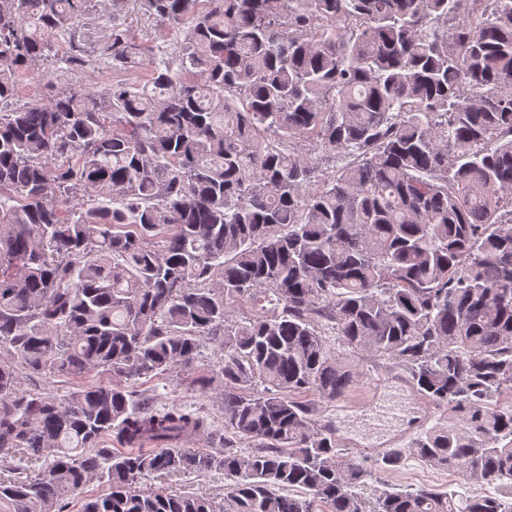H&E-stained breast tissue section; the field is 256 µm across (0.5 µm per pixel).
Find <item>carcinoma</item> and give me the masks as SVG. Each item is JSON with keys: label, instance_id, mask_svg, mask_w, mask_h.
<instances>
[{"label": "carcinoma", "instance_id": "obj_1", "mask_svg": "<svg viewBox=\"0 0 512 512\" xmlns=\"http://www.w3.org/2000/svg\"><path fill=\"white\" fill-rule=\"evenodd\" d=\"M129 2L189 21L179 66L96 91L72 74L143 65L127 27L92 44L94 0H0V512H512V0ZM324 321L443 410L413 456L501 496L365 497L403 454L343 458L313 418L358 378ZM207 340L223 437L128 389ZM92 371L114 382L37 388ZM191 471L224 498L145 484ZM53 77H55V74H52V67L49 62H45L35 72L21 74L18 78V103L29 102L33 99L36 91H40L43 95H48L49 91L45 84L47 81L55 82Z\"/></svg>", "mask_w": 512, "mask_h": 512}]
</instances>
